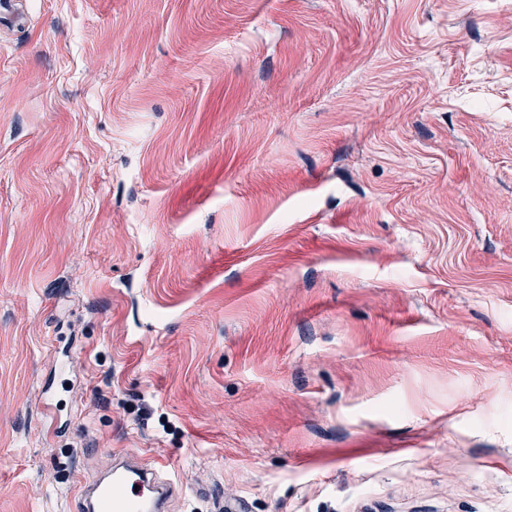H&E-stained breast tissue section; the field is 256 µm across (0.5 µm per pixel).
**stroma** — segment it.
<instances>
[{
	"label": "stroma",
	"mask_w": 512,
	"mask_h": 512,
	"mask_svg": "<svg viewBox=\"0 0 512 512\" xmlns=\"http://www.w3.org/2000/svg\"><path fill=\"white\" fill-rule=\"evenodd\" d=\"M117 453L512 512V0H0V512Z\"/></svg>",
	"instance_id": "35a3bbf8"
}]
</instances>
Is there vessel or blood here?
Wrapping results in <instances>:
<instances>
[{"label": "vessel or blood", "instance_id": "1", "mask_svg": "<svg viewBox=\"0 0 512 512\" xmlns=\"http://www.w3.org/2000/svg\"><path fill=\"white\" fill-rule=\"evenodd\" d=\"M162 464L119 462L85 486L76 512H166L173 492L161 480Z\"/></svg>", "mask_w": 512, "mask_h": 512}]
</instances>
